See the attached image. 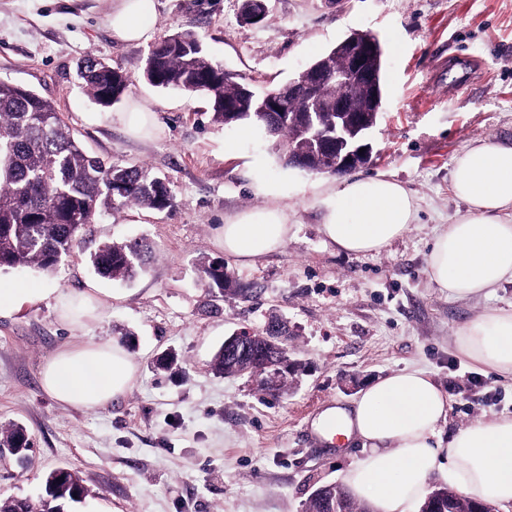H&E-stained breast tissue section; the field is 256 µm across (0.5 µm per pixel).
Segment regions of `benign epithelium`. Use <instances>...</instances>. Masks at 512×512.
<instances>
[{
  "label": "benign epithelium",
  "mask_w": 512,
  "mask_h": 512,
  "mask_svg": "<svg viewBox=\"0 0 512 512\" xmlns=\"http://www.w3.org/2000/svg\"><path fill=\"white\" fill-rule=\"evenodd\" d=\"M344 52L345 67L333 71L329 63L319 67L303 69L296 73L286 84L287 92L270 90L258 92V96L270 101L272 112L279 111L276 103L288 94L300 100L304 107V123L311 124L314 112L329 110L336 113L339 122L336 123V146L327 142L320 143V152L327 158L323 171L338 176L347 174L370 160L372 145L364 139L349 140L345 137L346 126L351 125L357 131L370 130L368 114L380 105L378 74L371 67L370 61L377 55V44L368 39L347 37L341 44ZM351 82L362 86L366 96L359 100L341 99L330 100L319 95L318 86L322 80ZM364 152H359V149ZM288 322L277 319L267 324L264 329L267 344V357L255 356L249 353V342L254 338L250 331H239L224 339V356L232 359L236 374L249 375L256 390L270 394L275 392L282 379L284 371L295 363L288 349Z\"/></svg>",
  "instance_id": "1"
}]
</instances>
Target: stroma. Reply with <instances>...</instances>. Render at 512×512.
Returning <instances> with one entry per match:
<instances>
[{
    "label": "stroma",
    "instance_id": "obj_1",
    "mask_svg": "<svg viewBox=\"0 0 512 512\" xmlns=\"http://www.w3.org/2000/svg\"><path fill=\"white\" fill-rule=\"evenodd\" d=\"M115 0H0V79L52 101L86 150L110 163L145 166L169 181L173 208L124 206L99 216L54 274L0 272V285L73 296L97 290L95 317L62 323L45 300L0 315V427L19 423L35 441L26 460L0 452V499L38 500L47 474L66 467L88 495L71 512H304L321 485L344 481L364 455L361 441L325 447L313 424L393 372L428 373L450 401L442 439L486 416L512 415V377L457 351V330L489 309L512 310V280L457 300L426 273L438 231L463 212L451 189L455 155L483 141L512 140V0H267L256 24L242 0H156L153 41L194 30L206 54L261 90L280 87L352 31L383 46V101L360 177L383 174L412 194L418 221L377 255L327 244L321 201L342 180L286 166L262 128L212 122L202 95L154 87L142 70L151 43L116 41L106 19ZM131 79L104 108L84 92L87 55ZM140 104L159 130L129 136L121 113ZM278 184L287 207L286 244L253 263L225 255L217 229L236 213L267 205L257 176ZM144 238L156 252L128 283L96 275L88 257L108 240ZM224 261L247 295L210 300L202 261ZM285 319L288 347L304 365L283 395L256 391L244 376L215 374L226 336L262 333ZM111 341L139 362L127 394L83 410L42 389L45 358L67 342ZM169 371L156 367L166 352ZM484 382L471 389L467 376Z\"/></svg>",
    "mask_w": 512,
    "mask_h": 512
}]
</instances>
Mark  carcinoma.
Wrapping results in <instances>:
<instances>
[{
    "label": "carcinoma",
    "mask_w": 512,
    "mask_h": 512,
    "mask_svg": "<svg viewBox=\"0 0 512 512\" xmlns=\"http://www.w3.org/2000/svg\"><path fill=\"white\" fill-rule=\"evenodd\" d=\"M79 73L86 94L110 107L127 92L130 80L121 70L89 55ZM150 84L185 93H204L212 103V120L226 126L256 125L277 138L283 154L294 149L307 154L317 148L316 138H336V113L315 112L313 128L301 121V103H282L279 119L258 111L260 100L248 93L249 84L213 62L198 34L189 29L169 34L152 50L151 65L143 69ZM136 205L154 210L174 206L168 182L143 167L107 165L87 155L54 105L33 90L0 81V270L32 268L55 271L62 256L102 213L116 206ZM153 250L142 239L102 243L90 255L94 271L107 279L125 282L145 268ZM209 292L237 294L235 277L214 261L200 265ZM26 428L12 424L0 429V448L28 450ZM45 482L46 506L67 508L82 499L85 488L78 474L68 471L55 484ZM437 512H472L496 504L458 495L441 486L428 495ZM306 512H370L342 486L319 487L309 498Z\"/></svg>",
    "instance_id": "obj_1"
}]
</instances>
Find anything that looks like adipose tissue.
Listing matches in <instances>:
<instances>
[{"mask_svg":"<svg viewBox=\"0 0 512 512\" xmlns=\"http://www.w3.org/2000/svg\"><path fill=\"white\" fill-rule=\"evenodd\" d=\"M154 17L155 0H117L109 26L116 39L138 42ZM451 187L465 210L436 234L427 275L449 297L472 298L512 278V219L504 217L512 210V144L465 146L454 158ZM323 207L324 237L354 254L380 253L417 220L409 191L383 175L345 180ZM290 230L287 211L274 204L226 219L218 235L225 253L247 264L282 247ZM456 344L471 362L512 376V310L485 312L458 329ZM137 373L120 344L67 342L46 359L41 382L58 404L93 409L125 395ZM448 411L445 394L417 369L370 383L350 409L327 410L342 436L367 450L345 477L351 495L374 512H413L439 473L462 494L512 505V418H484L446 441L439 426Z\"/></svg>","mask_w":512,"mask_h":512,"instance_id":"obj_1","label":"adipose tissue"}]
</instances>
